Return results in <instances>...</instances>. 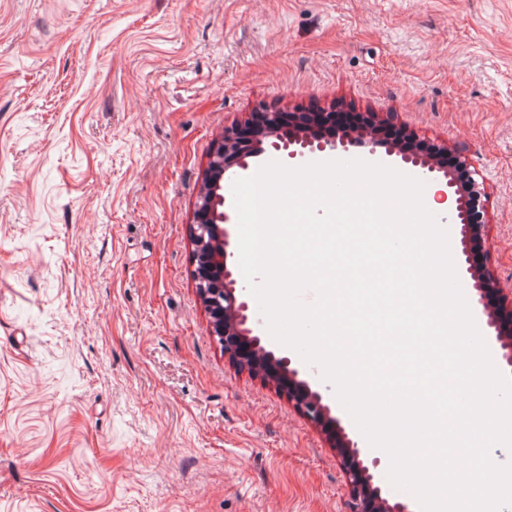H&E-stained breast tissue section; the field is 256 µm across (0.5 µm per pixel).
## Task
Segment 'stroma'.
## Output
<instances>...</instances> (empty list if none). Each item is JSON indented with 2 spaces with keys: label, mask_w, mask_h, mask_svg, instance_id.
Here are the masks:
<instances>
[{
  "label": "stroma",
  "mask_w": 512,
  "mask_h": 512,
  "mask_svg": "<svg viewBox=\"0 0 512 512\" xmlns=\"http://www.w3.org/2000/svg\"><path fill=\"white\" fill-rule=\"evenodd\" d=\"M334 104L468 154L512 289V0H0V512H348L190 235L225 125Z\"/></svg>",
  "instance_id": "1"
}]
</instances>
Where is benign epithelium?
Here are the masks:
<instances>
[{
    "mask_svg": "<svg viewBox=\"0 0 512 512\" xmlns=\"http://www.w3.org/2000/svg\"><path fill=\"white\" fill-rule=\"evenodd\" d=\"M258 117L259 130L248 141L240 140L239 122L224 126V133L215 140L205 176L223 179L237 169L245 172L250 160L264 155L268 148L287 151L292 160H306L316 153L363 147L374 155L384 149L387 156H398L422 173L441 172L446 178L448 195L454 199L453 232L459 240L460 265L472 281V305L487 328L485 340L496 344V364L512 370V289L502 286L491 271L488 257L473 251L481 243L487 228V194L470 170L469 158L457 155V178H448V146L436 144L429 152L411 150L402 144L380 139V128L390 124L391 116L365 112L363 121L345 128L334 136L323 134L321 123L332 121V112H299L297 119L285 122L284 113L263 110L250 113ZM221 197L199 196L192 225L194 245V279L198 296L213 319L212 333L217 337L224 355L241 369L276 382L288 400L327 436L331 447L343 458L348 474L349 512H413L408 500L392 501L384 492V478L378 476L381 460L369 455L362 442L331 415V407L321 392L302 377L297 361L277 355L261 343L260 336L248 326L249 304L243 289L237 288L229 259L232 252L229 230L225 224L230 215L220 210Z\"/></svg>",
    "mask_w": 512,
    "mask_h": 512,
    "instance_id": "7a95c632",
    "label": "benign epithelium"
}]
</instances>
